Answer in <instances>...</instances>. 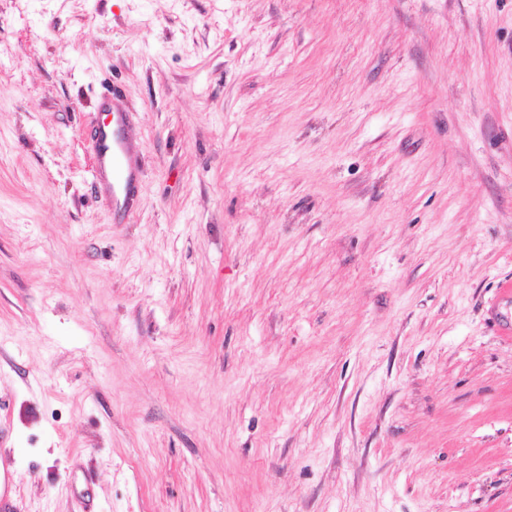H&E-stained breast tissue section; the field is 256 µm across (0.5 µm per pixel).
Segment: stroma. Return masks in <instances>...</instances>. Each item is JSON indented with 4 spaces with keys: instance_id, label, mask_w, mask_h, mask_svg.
Segmentation results:
<instances>
[{
    "instance_id": "35a3bbf8",
    "label": "stroma",
    "mask_w": 512,
    "mask_h": 512,
    "mask_svg": "<svg viewBox=\"0 0 512 512\" xmlns=\"http://www.w3.org/2000/svg\"><path fill=\"white\" fill-rule=\"evenodd\" d=\"M507 284L512 0H0L16 512H512ZM101 111L107 112L112 118L103 123L91 134L95 155L94 176L110 195L112 208L124 214L130 210L129 193L140 173V167L130 147L119 143L114 136L116 128L126 124V112L114 103V97L102 99ZM112 123V130L109 128ZM112 177V184L109 177ZM112 185V191H111ZM125 191V199L121 202L117 197L118 190Z\"/></svg>"
}]
</instances>
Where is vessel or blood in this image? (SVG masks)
<instances>
[{
  "instance_id": "1",
  "label": "vessel or blood",
  "mask_w": 512,
  "mask_h": 512,
  "mask_svg": "<svg viewBox=\"0 0 512 512\" xmlns=\"http://www.w3.org/2000/svg\"><path fill=\"white\" fill-rule=\"evenodd\" d=\"M101 109L110 115L111 122L100 125L91 135L95 155L94 175L101 185L112 186L116 191H131L140 167L130 147L118 142L114 136L115 129L125 125L127 115L110 96L103 98Z\"/></svg>"
}]
</instances>
